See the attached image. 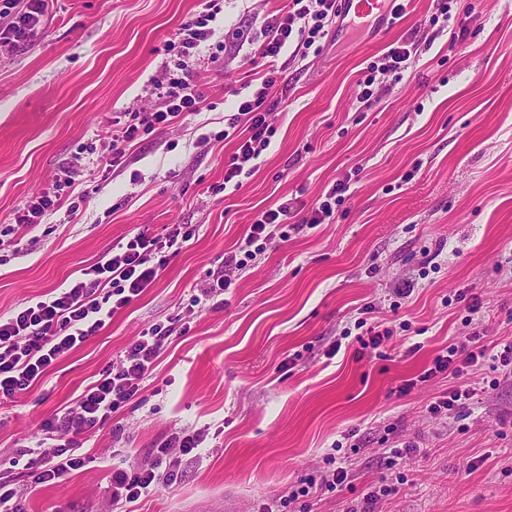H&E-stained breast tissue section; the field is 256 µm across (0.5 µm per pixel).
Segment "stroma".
<instances>
[{"label": "stroma", "instance_id": "obj_1", "mask_svg": "<svg viewBox=\"0 0 512 512\" xmlns=\"http://www.w3.org/2000/svg\"><path fill=\"white\" fill-rule=\"evenodd\" d=\"M436 4L410 0L407 17L376 36L345 24L319 49L284 52L275 65L287 99L272 107L271 144L242 187L220 196L237 142H194L223 130L261 22L285 0H224L194 63L209 110L142 136L108 170L105 128L154 104L148 80L173 61L169 41L202 0H53L33 43L0 53V227L71 162L89 194L76 220L56 213L28 230V252L0 258V317L66 287L138 232L196 228L152 288L0 402V479L26 512H109L113 468L148 465L155 448L200 429L208 437L178 455L175 480L132 512H221L229 495L259 512L338 463L348 486L311 493L312 512H512V365L487 359L398 392L467 336V319L487 347L512 342V0H448L444 32L420 25ZM460 27L464 42L450 46ZM412 33L409 68L381 76L359 103L367 63ZM339 179L353 194L333 223L268 245L222 297L203 299L260 212L280 205L296 223ZM407 283L412 294L398 298ZM177 316L188 331L173 333L111 421L82 436L84 466L32 484L18 461L28 437L141 332ZM363 318L391 330L369 363L354 356ZM451 388L473 396L431 417ZM407 445L429 454L391 460Z\"/></svg>", "mask_w": 512, "mask_h": 512}]
</instances>
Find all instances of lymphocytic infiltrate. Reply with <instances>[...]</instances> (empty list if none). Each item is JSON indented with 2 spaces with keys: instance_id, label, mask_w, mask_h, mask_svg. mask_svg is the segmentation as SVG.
I'll use <instances>...</instances> for the list:
<instances>
[{
  "instance_id": "lymphocytic-infiltrate-1",
  "label": "lymphocytic infiltrate",
  "mask_w": 512,
  "mask_h": 512,
  "mask_svg": "<svg viewBox=\"0 0 512 512\" xmlns=\"http://www.w3.org/2000/svg\"><path fill=\"white\" fill-rule=\"evenodd\" d=\"M0 8V50L13 51L31 44L48 20L50 0H6ZM221 0H205L198 13L187 17L177 29L171 44L179 56L177 77L155 80L154 87L161 106L134 113L131 121L113 122L105 136L112 143V165H120L143 135L159 129L183 124L190 115L205 107V96L196 84L194 61L200 47L214 34L212 27L221 11ZM338 0H286L278 14L264 18L261 37L255 50L262 59L278 58L286 45L311 48L326 37V28L340 16ZM417 49L415 39L389 48L366 67V76L359 83L358 100L368 103L374 91L377 73L405 71ZM276 69L261 74L252 93L244 95L236 110L227 117V127L237 135L236 153L224 166L225 183L241 187L246 164L260 158L274 135L267 100L280 91ZM80 173L77 165L58 170L51 188L34 194L10 226L7 244L14 253L26 250L25 229L37 226L49 215L67 211L77 218L87 201L79 192ZM285 207L262 211L250 224L243 238L224 254V265L213 273L208 291L221 294L232 285V276L242 270L247 258L267 245L288 241L292 226L286 220ZM195 235L189 224L171 225L165 235L151 236L141 232L118 249L105 251L86 267L81 278L67 287L58 288L44 299L18 309L11 317L0 318V399H11L30 390L55 360L69 354L87 338L106 327L112 316L128 306L148 288L153 287L170 258ZM172 327L156 325L140 334L126 350L119 365L105 371L99 379L64 406L55 416L44 421L24 452L42 459L44 466L32 471L34 483L42 484L64 479L82 467L78 453V437L99 424L111 420L119 406L130 400L150 376L157 359L163 354L172 336ZM481 329L468 334L464 346H450L437 356L431 368L417 380L407 381V388L426 382L440 374L461 376L465 368L475 366L487 356ZM205 440L195 432L176 437L173 444L156 450L151 466L119 469L113 472L112 507L123 512L126 504L156 490L171 476L176 462L172 448L191 453Z\"/></svg>"
}]
</instances>
